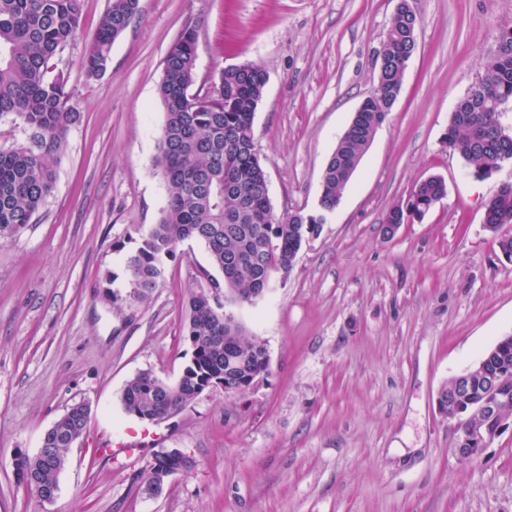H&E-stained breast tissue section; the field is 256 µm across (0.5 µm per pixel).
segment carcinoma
Returning a JSON list of instances; mask_svg holds the SVG:
<instances>
[{
	"label": "carcinoma",
	"instance_id": "1",
	"mask_svg": "<svg viewBox=\"0 0 512 512\" xmlns=\"http://www.w3.org/2000/svg\"><path fill=\"white\" fill-rule=\"evenodd\" d=\"M83 0H0V115L13 114L30 130V145L0 150V238L13 237L32 222L50 196L52 160L66 146L69 128L80 112L69 104L62 74L50 76L51 60L81 35ZM140 12V0H109L95 36L79 60L86 77L106 68L112 43ZM418 19L402 11L391 19L380 55L392 63L409 61L416 51ZM196 31L186 27L170 48L158 93L165 108L163 134L153 157L154 168L168 187V201L158 223L141 234L126 259L133 295L149 298L159 287L158 272L188 240L205 243L212 263L223 274L213 288L224 289V301L251 305L272 274H288L303 242L319 233L318 215L301 211L271 219L272 205L265 171L257 156L253 119L265 85L264 69L253 63L219 72L223 93L204 102L189 96L195 83ZM403 70L390 68L381 87L365 98L355 122L339 138L322 175L319 209L333 210L358 168L378 128L395 104ZM512 102V27L502 29L498 50L484 73L452 112L445 144L459 155L477 179L492 176L503 159L512 161V134L501 116ZM447 195L445 181L432 175L419 182L406 207L386 214L387 234L421 220ZM484 224L497 232L512 224V182L504 183L485 206ZM187 338L191 359L177 383L141 372L125 385L124 410L157 424L186 408L214 384L229 383L246 392L268 372L263 343L250 338L242 323L227 324L215 315L212 297L201 291L189 301ZM502 383L512 394V339L501 343L484 373L467 383L473 408L484 405L488 382ZM82 427V408L52 425L47 447L65 458L66 438ZM24 468L44 482L57 480L52 460L17 453Z\"/></svg>",
	"mask_w": 512,
	"mask_h": 512
}]
</instances>
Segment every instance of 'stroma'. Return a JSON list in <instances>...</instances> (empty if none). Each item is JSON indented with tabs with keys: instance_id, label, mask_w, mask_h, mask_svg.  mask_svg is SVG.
<instances>
[{
	"instance_id": "obj_1",
	"label": "stroma",
	"mask_w": 512,
	"mask_h": 512,
	"mask_svg": "<svg viewBox=\"0 0 512 512\" xmlns=\"http://www.w3.org/2000/svg\"><path fill=\"white\" fill-rule=\"evenodd\" d=\"M398 0H140L96 79L79 67L108 0H84L83 38L53 59L79 123L53 160L33 224L0 239V512H512V428L473 460L455 455L439 391L512 334V264L484 224L512 164L475 178L444 135L483 73L512 0H409L420 26L400 95L318 236L289 274L238 314L267 348L270 374L246 394L205 389L169 420L125 412L126 382L176 383L192 294L220 271L187 240L165 282L133 297L125 267L166 205L151 162L164 122V59L196 31L194 91L251 62L267 83L253 122L275 215L317 211L328 158L378 81ZM431 175L445 198L383 232L390 208ZM86 434L53 502L18 484L75 403ZM112 441L136 443L112 456ZM177 448L190 471L145 492L153 455Z\"/></svg>"
}]
</instances>
